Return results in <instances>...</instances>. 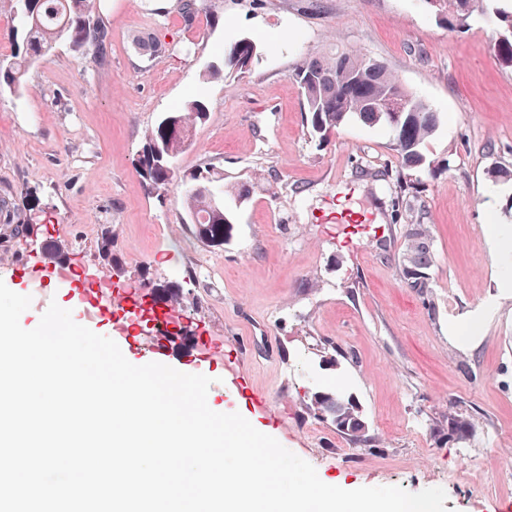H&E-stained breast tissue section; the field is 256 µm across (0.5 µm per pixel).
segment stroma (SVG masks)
<instances>
[{
  "mask_svg": "<svg viewBox=\"0 0 512 512\" xmlns=\"http://www.w3.org/2000/svg\"><path fill=\"white\" fill-rule=\"evenodd\" d=\"M180 3L104 0L106 66L61 41L21 92L0 90V191L28 226L0 223V281L18 292L27 262L46 275L62 261L152 289L183 323L170 364L185 367L197 337H223L225 362L244 370L237 384L223 364L206 371L226 412L322 481L440 487L448 512H500L512 502V263L495 261L488 227L512 232V185L489 172L512 165V63L493 29L499 0L459 31L428 0H204L190 24ZM243 38L257 45L251 70L203 80ZM338 51L384 63L437 113L422 165L401 167L390 133L354 118L313 133L293 75ZM192 99L209 112L177 165L223 169L233 226L220 245L196 235L180 188L151 191L136 170L146 131ZM408 224L433 240L425 294L401 278ZM473 316L480 340H451ZM336 389L372 445L311 411ZM452 414L473 423L466 442L435 435Z\"/></svg>",
  "mask_w": 512,
  "mask_h": 512,
  "instance_id": "35a3bbf8",
  "label": "stroma"
}]
</instances>
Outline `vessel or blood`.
Here are the masks:
<instances>
[{"label": "vessel or blood", "instance_id": "obj_1", "mask_svg": "<svg viewBox=\"0 0 512 512\" xmlns=\"http://www.w3.org/2000/svg\"><path fill=\"white\" fill-rule=\"evenodd\" d=\"M78 302L83 308L85 318L91 320L108 316L111 307L125 306V322L115 334V341L127 340L130 331L138 329L141 324H148L155 333L149 359L153 362L166 363L167 334L177 316L174 312L158 308L149 289L115 288L106 282L95 281L80 289ZM223 359V340L208 336L198 338L192 351L193 363L203 366Z\"/></svg>", "mask_w": 512, "mask_h": 512}]
</instances>
